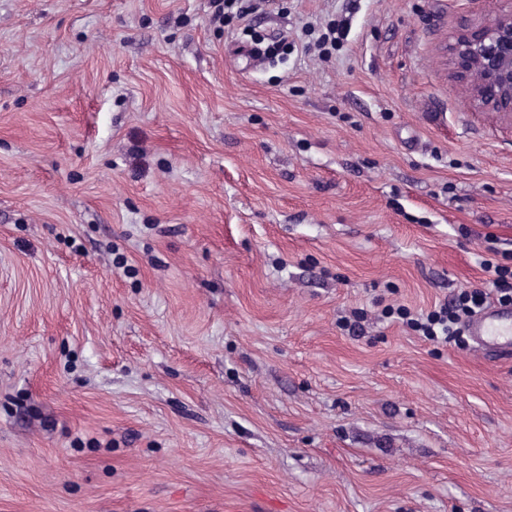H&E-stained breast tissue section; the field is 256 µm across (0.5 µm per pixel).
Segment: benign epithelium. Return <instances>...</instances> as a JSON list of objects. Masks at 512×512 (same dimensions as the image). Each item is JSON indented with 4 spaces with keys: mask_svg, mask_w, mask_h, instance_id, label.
Returning a JSON list of instances; mask_svg holds the SVG:
<instances>
[{
    "mask_svg": "<svg viewBox=\"0 0 512 512\" xmlns=\"http://www.w3.org/2000/svg\"><path fill=\"white\" fill-rule=\"evenodd\" d=\"M492 4L479 24L465 23L450 37L446 56L475 108L512 120V0Z\"/></svg>",
    "mask_w": 512,
    "mask_h": 512,
    "instance_id": "obj_1",
    "label": "benign epithelium"
}]
</instances>
